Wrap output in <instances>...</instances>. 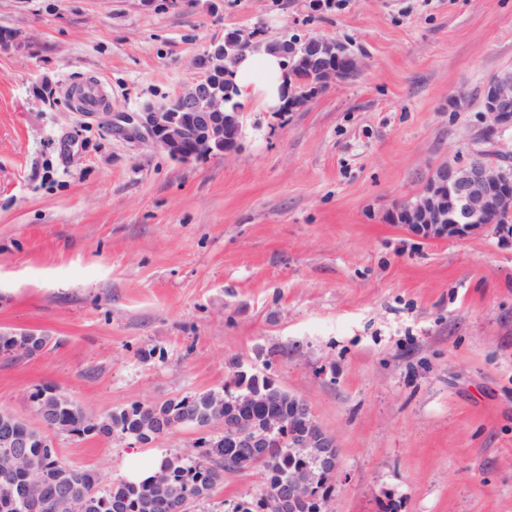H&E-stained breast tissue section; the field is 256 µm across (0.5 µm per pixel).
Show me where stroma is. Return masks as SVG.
I'll return each instance as SVG.
<instances>
[{
    "instance_id": "1",
    "label": "stroma",
    "mask_w": 512,
    "mask_h": 512,
    "mask_svg": "<svg viewBox=\"0 0 512 512\" xmlns=\"http://www.w3.org/2000/svg\"><path fill=\"white\" fill-rule=\"evenodd\" d=\"M0 0V410L32 396L93 419L259 374L335 436L325 512H512V242L426 241L392 218L442 165L482 149L481 92L512 69V0ZM327 37L359 76L303 108L243 104L238 152L178 162L75 111L102 86L136 112L190 85L225 33ZM198 430L147 443L54 432L107 491L130 451L189 455ZM224 475L194 512L261 494ZM29 339H34L27 343ZM47 342L46 336H38L34 332L21 333L19 336L0 335V352L22 351L27 355H32L41 351Z\"/></svg>"
}]
</instances>
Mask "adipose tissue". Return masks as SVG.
Returning a JSON list of instances; mask_svg holds the SVG:
<instances>
[{
	"label": "adipose tissue",
	"instance_id": "adipose-tissue-1",
	"mask_svg": "<svg viewBox=\"0 0 512 512\" xmlns=\"http://www.w3.org/2000/svg\"><path fill=\"white\" fill-rule=\"evenodd\" d=\"M232 80L240 99L256 97L268 107L279 104L287 89L281 58L264 51L246 54L235 67Z\"/></svg>",
	"mask_w": 512,
	"mask_h": 512
}]
</instances>
